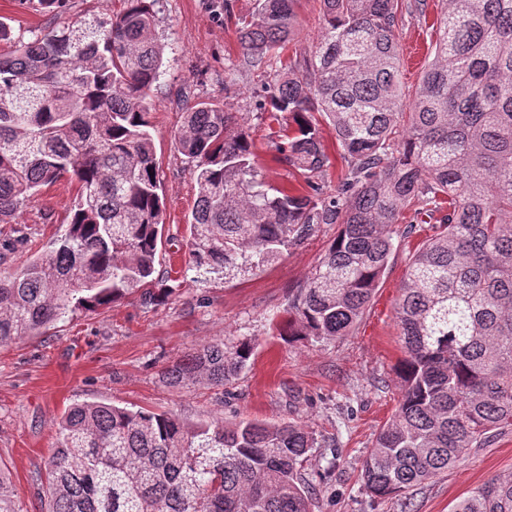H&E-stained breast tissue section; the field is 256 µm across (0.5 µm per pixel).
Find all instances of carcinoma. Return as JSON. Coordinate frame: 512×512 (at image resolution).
Instances as JSON below:
<instances>
[{
    "label": "carcinoma",
    "mask_w": 512,
    "mask_h": 512,
    "mask_svg": "<svg viewBox=\"0 0 512 512\" xmlns=\"http://www.w3.org/2000/svg\"><path fill=\"white\" fill-rule=\"evenodd\" d=\"M124 2L110 18H71L0 54V220L42 186L79 184L52 248L0 279L1 345L131 294L153 306L168 298L153 281L164 197L146 118L164 45L155 0ZM298 2L256 0L237 33L243 58L267 74L258 110L278 125L274 160L309 191L268 186L249 129L221 103L186 105L175 143L198 190L189 268L246 272L336 224L272 330L290 342L339 340L362 320L393 237L416 229H398L404 211L417 203L443 213L395 301L401 398L361 463L366 492L388 499L512 427V0H443L433 59L406 103L398 0H320L315 50L284 64ZM65 3L33 7L57 17ZM321 117L347 163L333 194L316 181L330 165ZM252 353L249 340H215L163 377L224 388ZM315 447L295 422L190 425L86 401L61 418L38 496L47 512H314L303 471ZM0 512H16L1 469ZM452 512H512V472Z\"/></svg>",
    "instance_id": "cac0c4a2"
}]
</instances>
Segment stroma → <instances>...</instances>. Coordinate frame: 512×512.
<instances>
[{
  "label": "stroma",
  "instance_id": "35a3bbf8",
  "mask_svg": "<svg viewBox=\"0 0 512 512\" xmlns=\"http://www.w3.org/2000/svg\"><path fill=\"white\" fill-rule=\"evenodd\" d=\"M230 3L227 12L213 7L212 0H157L154 6L166 45L164 74L149 98V131L165 202L154 276L171 290L166 303L145 305L132 295L106 308L76 311L40 334L0 346V469L10 477L15 508L40 512L37 492L46 478L44 461L57 441L64 411L82 401H105L171 412L190 423L210 416L228 422L302 423L319 442L305 472L315 512H402L405 498L415 512H451L468 491L512 472V429L402 499L371 498L359 479L362 459L400 398L396 368L402 352L394 302L412 255L431 233L429 225L417 223L411 237L395 239L361 323L337 342L291 344L273 335L270 326L335 238L336 225H319L276 260L229 279L188 267V221L196 187L174 140L184 99L215 98L245 118L269 184L280 186L298 177L272 159L275 145L256 109L263 88L236 40V21L251 15L254 0ZM440 8V0H399L396 37L405 97L413 96L433 58L428 27ZM228 81L235 82V92L225 93ZM76 194V183L66 179L41 187L9 223H0V277L12 275L64 232ZM224 338L254 345L249 368L233 386L174 387L166 382L163 371L169 364Z\"/></svg>",
  "mask_w": 512,
  "mask_h": 512
}]
</instances>
